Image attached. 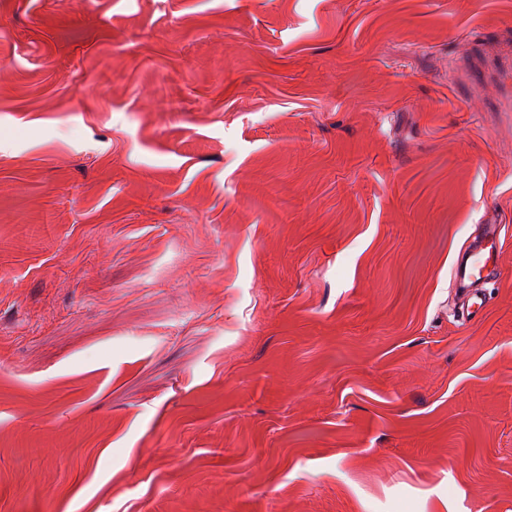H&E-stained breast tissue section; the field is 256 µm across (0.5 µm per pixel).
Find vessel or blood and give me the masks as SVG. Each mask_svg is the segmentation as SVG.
Returning <instances> with one entry per match:
<instances>
[{"label": "vessel or blood", "mask_w": 512, "mask_h": 512, "mask_svg": "<svg viewBox=\"0 0 512 512\" xmlns=\"http://www.w3.org/2000/svg\"><path fill=\"white\" fill-rule=\"evenodd\" d=\"M499 244V225H483L479 234L465 243L454 262L453 282L466 297L463 316L474 317L483 311L486 303L485 286L489 279L500 272L497 260Z\"/></svg>", "instance_id": "vessel-or-blood-1"}]
</instances>
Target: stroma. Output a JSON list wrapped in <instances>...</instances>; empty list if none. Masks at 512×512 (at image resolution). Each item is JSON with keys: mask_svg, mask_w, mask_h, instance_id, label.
<instances>
[{"mask_svg": "<svg viewBox=\"0 0 512 512\" xmlns=\"http://www.w3.org/2000/svg\"><path fill=\"white\" fill-rule=\"evenodd\" d=\"M0 512H512V0H0ZM499 244L500 225L483 224L479 234L465 243L453 264V282L466 297L462 309L464 317H476L485 307L484 286L489 279L500 274L497 260Z\"/></svg>", "mask_w": 512, "mask_h": 512, "instance_id": "1", "label": "stroma"}]
</instances>
